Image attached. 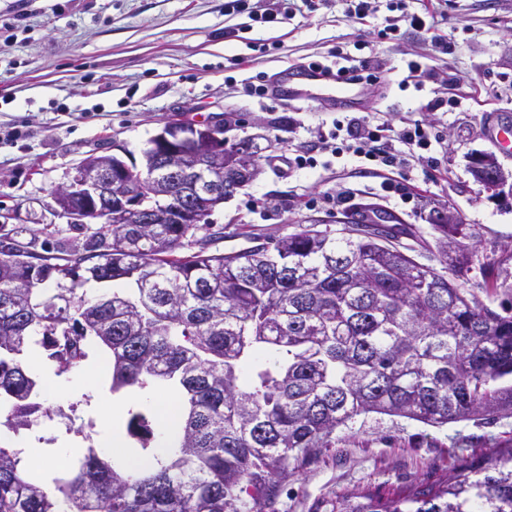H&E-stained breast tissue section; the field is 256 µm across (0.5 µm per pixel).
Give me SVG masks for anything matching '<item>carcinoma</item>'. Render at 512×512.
<instances>
[{"instance_id":"1","label":"carcinoma","mask_w":512,"mask_h":512,"mask_svg":"<svg viewBox=\"0 0 512 512\" xmlns=\"http://www.w3.org/2000/svg\"><path fill=\"white\" fill-rule=\"evenodd\" d=\"M260 151L226 152L207 175H223L228 197L258 174ZM432 227L442 270L393 243L411 230L364 213L335 234L311 225L225 254L199 224H104L58 255L0 225L3 431L58 414L24 365L33 350L59 378L105 351L111 392L173 383L183 397L182 432L150 472L95 446L89 393L69 403L65 434L86 446L54 492L0 444V512H267L359 415L443 426L511 414L512 315L465 289L476 251L450 258L469 225L438 210ZM92 281L114 289L89 297ZM125 428L135 453L155 455L150 399ZM336 512H512V449L407 495H347Z\"/></svg>"}]
</instances>
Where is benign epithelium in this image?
<instances>
[{"label":"benign epithelium","mask_w":512,"mask_h":512,"mask_svg":"<svg viewBox=\"0 0 512 512\" xmlns=\"http://www.w3.org/2000/svg\"><path fill=\"white\" fill-rule=\"evenodd\" d=\"M224 149V123L169 121L153 136L141 164L102 155L95 165L84 162L68 172L54 214L68 224H205L224 195L216 184L197 180L196 173L202 161L224 155ZM474 170L489 191L508 180L493 153L478 157ZM133 175L155 189L164 183L177 188L163 193L164 204L149 212L143 197L129 190Z\"/></svg>","instance_id":"benign-epithelium-1"}]
</instances>
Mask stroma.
Returning <instances> with one entry per match:
<instances>
[{"label": "stroma", "instance_id": "35a3bbf8", "mask_svg": "<svg viewBox=\"0 0 512 512\" xmlns=\"http://www.w3.org/2000/svg\"><path fill=\"white\" fill-rule=\"evenodd\" d=\"M358 23L345 0H280L274 22L254 21L231 0H0V224L23 229L32 251L56 253L86 230L56 220L53 194L89 153L141 159L171 119H223L234 144L262 149L260 172L208 218L228 253L268 236L314 224L336 230L371 207L397 216L433 240L431 212L459 211L471 224L482 261L512 272V155L498 159L510 178L497 191L473 177L471 161L494 151L492 125L512 123V0H371ZM431 13L432 29L401 13ZM397 32H388L391 23ZM447 41L433 51L432 34ZM352 65L381 69L358 104L340 109L331 82L317 99L286 94L283 72L329 65L336 52ZM430 78L404 84L409 61ZM359 116L393 126L431 124L441 138L429 160L401 171L407 197L386 195L380 177L352 155L321 149L320 134ZM313 163L290 168L286 157ZM354 205L338 206L343 191ZM512 445V415L436 428L375 413L337 428L336 446L288 483L273 512H331L337 499L370 489L384 497L434 482Z\"/></svg>", "mask_w": 512, "mask_h": 512}]
</instances>
